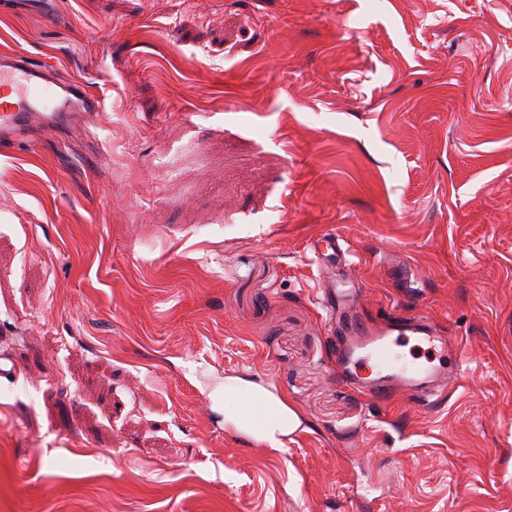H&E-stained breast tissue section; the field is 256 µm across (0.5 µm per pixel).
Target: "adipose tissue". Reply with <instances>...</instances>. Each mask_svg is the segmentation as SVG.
Instances as JSON below:
<instances>
[{
	"label": "adipose tissue",
	"mask_w": 512,
	"mask_h": 512,
	"mask_svg": "<svg viewBox=\"0 0 512 512\" xmlns=\"http://www.w3.org/2000/svg\"><path fill=\"white\" fill-rule=\"evenodd\" d=\"M224 419L270 448L283 441L301 425L298 413L264 387L242 379L224 384Z\"/></svg>",
	"instance_id": "ef3b65f1"
}]
</instances>
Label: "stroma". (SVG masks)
<instances>
[{"mask_svg":"<svg viewBox=\"0 0 512 512\" xmlns=\"http://www.w3.org/2000/svg\"><path fill=\"white\" fill-rule=\"evenodd\" d=\"M15 56L99 108L0 152V512H512V0H0ZM330 230L461 344L436 405L337 374ZM345 240L338 233H328L318 239L313 245L312 249L316 258L321 260L333 258L337 253L343 251V243ZM226 421L273 449H282L283 440L301 425L298 413L284 400L239 378L224 381Z\"/></svg>","mask_w":512,"mask_h":512,"instance_id":"35a3bbf8","label":"stroma"}]
</instances>
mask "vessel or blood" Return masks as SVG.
Masks as SVG:
<instances>
[{"label":"vessel or blood","instance_id":"b4317fda","mask_svg":"<svg viewBox=\"0 0 512 512\" xmlns=\"http://www.w3.org/2000/svg\"><path fill=\"white\" fill-rule=\"evenodd\" d=\"M97 106L79 85L54 80L28 59L0 60L1 147L30 144L39 130L73 127ZM343 243L339 234L328 233L312 249L316 257L328 259L342 251ZM320 302L333 324L337 367L351 385L376 401L405 396L426 408L438 387L459 376L457 343L439 334L430 318L403 312L367 321L354 310V292L333 285L324 286Z\"/></svg>","mask_w":512,"mask_h":512}]
</instances>
